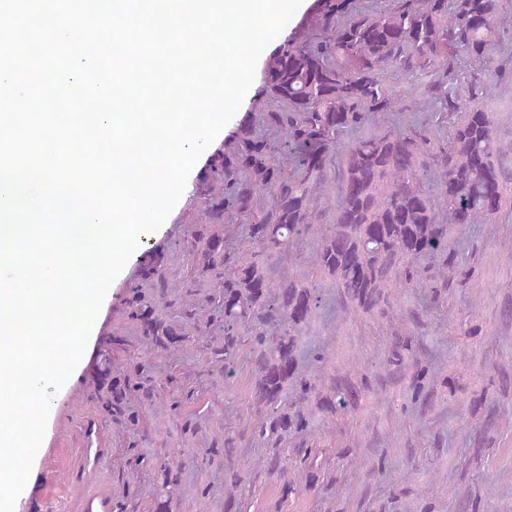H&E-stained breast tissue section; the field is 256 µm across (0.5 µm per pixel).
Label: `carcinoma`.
<instances>
[{
  "label": "carcinoma",
  "mask_w": 512,
  "mask_h": 512,
  "mask_svg": "<svg viewBox=\"0 0 512 512\" xmlns=\"http://www.w3.org/2000/svg\"><path fill=\"white\" fill-rule=\"evenodd\" d=\"M501 11V0H392L379 13L364 0H318L312 24L266 60L275 80L267 92L276 108L241 126L197 182L203 225L180 245L198 276L221 293L224 337L211 347L217 371L228 381L240 349L253 354L254 437L272 449L260 461L268 473H284L280 444L290 434L307 435L316 412L334 415L358 400L341 384L322 389L324 353H315L312 370L299 367L298 340L320 307L321 289L291 277L273 279L269 260L320 226L313 263L363 312L384 309L394 288L426 282L438 301L470 281L474 269L449 241L471 224L495 219L506 177L502 157L512 153V144L497 140L490 113L473 104L495 96L491 63ZM391 68L425 75L418 95L435 108V117L448 115L445 143L432 139L426 123L380 125L400 102L385 80ZM259 126L278 131L281 144L268 141ZM280 146L291 156L288 169L276 161ZM329 186L336 200L325 221L317 205ZM227 214L245 226L247 251L225 245ZM423 256L437 263L422 267ZM141 264L157 297L132 289L129 315L147 347H178L185 328L200 323L190 300L197 281L169 283L165 258L154 251ZM157 298L177 309L180 320L151 315ZM410 362L416 368L412 397L424 401L429 368L415 359L412 340L400 339L387 365ZM154 392L152 377L138 364L112 386L113 405L128 430L138 429L141 413L124 404L126 395L148 402ZM233 448L224 439V492L231 503L244 482ZM161 472L159 509L165 512L173 481L168 466Z\"/></svg>",
  "instance_id": "carcinoma-1"
}]
</instances>
